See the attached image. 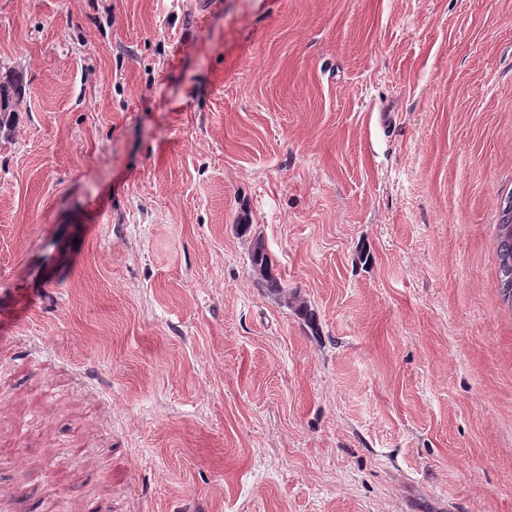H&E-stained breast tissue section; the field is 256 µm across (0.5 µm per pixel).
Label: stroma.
Returning <instances> with one entry per match:
<instances>
[{"label":"stroma","mask_w":512,"mask_h":512,"mask_svg":"<svg viewBox=\"0 0 512 512\" xmlns=\"http://www.w3.org/2000/svg\"><path fill=\"white\" fill-rule=\"evenodd\" d=\"M0 66V512H512V0H0ZM22 90V75L14 70L0 71V138L10 136L15 119L14 99ZM501 214L496 246L500 293L505 301L512 304V194L502 207ZM251 261L261 274L260 286L264 288L268 294H271L279 299H287L288 302V288H284L280 278L271 272L272 265L269 257L267 256L264 243L262 239L257 236L253 243L251 253Z\"/></svg>","instance_id":"35a3bbf8"}]
</instances>
